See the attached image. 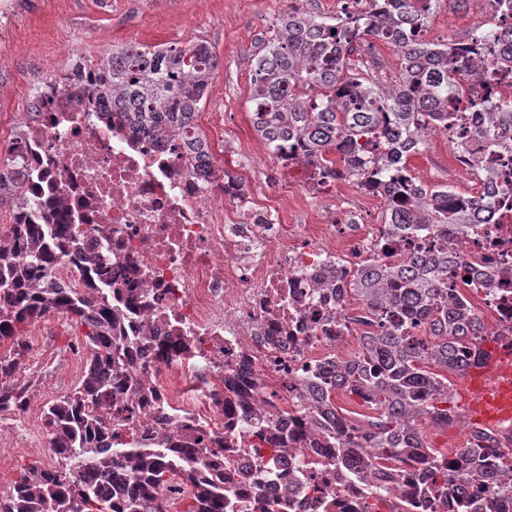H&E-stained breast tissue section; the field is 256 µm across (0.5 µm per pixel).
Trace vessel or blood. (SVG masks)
I'll list each match as a JSON object with an SVG mask.
<instances>
[{"mask_svg":"<svg viewBox=\"0 0 512 512\" xmlns=\"http://www.w3.org/2000/svg\"><path fill=\"white\" fill-rule=\"evenodd\" d=\"M467 411L487 423L512 416V341L493 345L482 366L467 371Z\"/></svg>","mask_w":512,"mask_h":512,"instance_id":"vessel-or-blood-1","label":"vessel or blood"}]
</instances>
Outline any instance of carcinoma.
Returning a JSON list of instances; mask_svg holds the SVG:
<instances>
[{"instance_id": "carcinoma-1", "label": "carcinoma", "mask_w": 512, "mask_h": 512, "mask_svg": "<svg viewBox=\"0 0 512 512\" xmlns=\"http://www.w3.org/2000/svg\"><path fill=\"white\" fill-rule=\"evenodd\" d=\"M336 17L286 7L273 28L257 42L250 79L251 120L255 132L276 148L299 142L317 170L342 169L356 182L378 184L391 200L405 191L412 200L408 224H482L484 199L456 206L448 188L424 184L409 160L425 148L422 131L448 127V104L463 100L456 81L462 66L448 56V44L423 38L436 0H381L378 11L347 10ZM339 30L335 34L332 29ZM393 45L400 54L395 84L378 81L357 54L368 39ZM217 60L204 42L181 46L139 44L116 47L88 67L94 79L87 91L109 103L106 122L132 132H153L191 151L208 149L196 123L209 91ZM292 91L284 93L285 86ZM490 144L512 149V102L488 113L475 130ZM364 139L376 152V167L356 158ZM10 176L0 177V195L23 189L25 174L6 159ZM37 224H14L0 241V413L26 410L30 384L18 377L28 350L22 328L48 313H62L86 328L84 373L71 392L49 401L43 411L50 451L65 461L59 469L35 461L22 468L0 495V512H168L160 495L177 482L181 512H224V448L204 447V431L195 428L176 439L112 428L136 415L135 394L127 391L130 311L133 300L112 294V261L97 270L98 281L72 264L65 288H48L51 273L75 249L69 225L52 201H39ZM448 247L435 246L414 258L362 265L349 287L367 310L391 318L388 331L363 347L360 360L336 367V379L321 391L324 406L340 387L377 412L374 430L363 441L376 457L398 461L412 453L427 456L420 432L405 430L403 414L425 415L443 427L456 412L448 379L429 370L432 363L459 375L480 365L487 349L461 344L463 360L448 351ZM512 451L490 448L470 460L469 477L499 476ZM129 471L133 481L112 484L115 472ZM116 486V492L109 487Z\"/></svg>"}]
</instances>
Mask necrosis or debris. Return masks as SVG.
<instances>
[{
	"label": "necrosis or debris",
	"mask_w": 512,
	"mask_h": 512,
	"mask_svg": "<svg viewBox=\"0 0 512 512\" xmlns=\"http://www.w3.org/2000/svg\"><path fill=\"white\" fill-rule=\"evenodd\" d=\"M477 12V32L455 36L448 52L463 62L497 48L484 81L464 79L465 119L444 135L458 171L487 194L488 221L449 227L362 224L332 209L321 224H287L282 210L300 177L301 149L268 150L287 170L276 199L248 192L242 174L201 166L185 149L145 133H120L101 119L106 105L46 83L36 110L6 141L22 149L31 199L53 194L78 240L71 258L88 270L112 260L122 288L138 300L135 336L187 349L133 367L158 397L132 427L182 432L190 425L224 443V501L231 512H459L484 502L492 483L468 478L466 460L486 448L512 447V420L494 428L456 413L458 442L441 462L444 479H425L429 461L375 460L358 434L336 431L312 391L337 364L353 361L381 335L353 301L349 282L364 261L413 252L430 236L448 240L456 269L478 288L483 334L512 337V152L473 139L476 113L512 87V13L495 0H448ZM282 439L260 445L259 435Z\"/></svg>",
	"instance_id": "necrosis-or-debris-1"
}]
</instances>
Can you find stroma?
Returning <instances> with one entry per match:
<instances>
[{"instance_id": "35a3bbf8", "label": "stroma", "mask_w": 512, "mask_h": 512, "mask_svg": "<svg viewBox=\"0 0 512 512\" xmlns=\"http://www.w3.org/2000/svg\"><path fill=\"white\" fill-rule=\"evenodd\" d=\"M289 0H0V140L13 135L28 110L31 94L58 80L76 62L94 63L112 47L137 44L187 45L202 41L219 64L197 123L214 145L216 164L239 170L260 194L275 197L280 185L266 169V148L250 122L251 58L257 38L274 23ZM479 24L474 14L449 15L437 0L424 37L444 41ZM420 179L435 186L448 183L456 192H473L459 173L454 150L442 136L411 157ZM83 327L58 313L24 327L29 350L24 373L31 382L27 411L17 429L43 431L45 404L69 392L80 380L86 361ZM11 433L0 436V480L11 483L22 466L38 460L50 464L44 447H11Z\"/></svg>"}]
</instances>
